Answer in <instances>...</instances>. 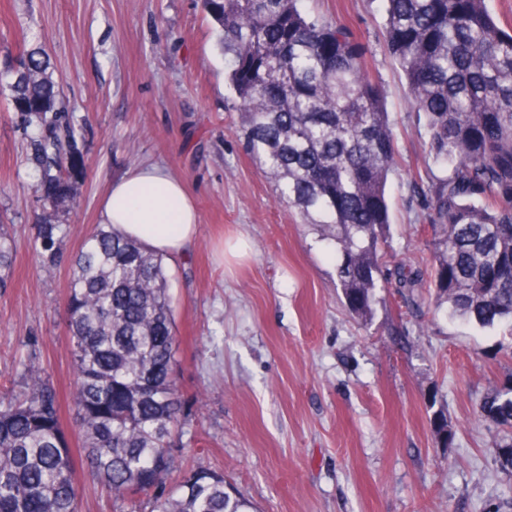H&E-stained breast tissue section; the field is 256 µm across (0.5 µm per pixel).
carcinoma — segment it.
I'll use <instances>...</instances> for the list:
<instances>
[{
	"mask_svg": "<svg viewBox=\"0 0 512 512\" xmlns=\"http://www.w3.org/2000/svg\"><path fill=\"white\" fill-rule=\"evenodd\" d=\"M300 0H203L218 27L224 78L241 116L243 145L280 200L319 228L331 248L350 315L367 323L375 291L390 285L399 316L446 310L481 328L512 332V26L486 0H381L384 43L425 120L438 173L428 206L430 274L387 267L386 186L397 148L384 87L370 75L359 34L301 10ZM40 48L22 52L11 109L21 114L45 201L73 205L82 167L74 129L57 104L61 83ZM68 225H38L35 252L48 274L69 263L66 300L81 465L113 498L152 497L151 512H254L226 491L224 474L194 470L169 481L182 447L185 399L174 376L179 348L163 257L97 227L68 257ZM13 245L0 221V291L11 287ZM16 387L0 391V512H78L76 461L50 373L35 352ZM478 416L505 431L497 463L512 474V378L495 382ZM431 429L455 430L441 410Z\"/></svg>",
	"mask_w": 512,
	"mask_h": 512,
	"instance_id": "1",
	"label": "carcinoma"
}]
</instances>
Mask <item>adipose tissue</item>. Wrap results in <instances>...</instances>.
<instances>
[{
    "label": "adipose tissue",
    "instance_id": "ef3b65f1",
    "mask_svg": "<svg viewBox=\"0 0 512 512\" xmlns=\"http://www.w3.org/2000/svg\"><path fill=\"white\" fill-rule=\"evenodd\" d=\"M104 223L164 255L185 253L198 217L182 181L167 168L143 165L115 182L103 202Z\"/></svg>",
    "mask_w": 512,
    "mask_h": 512
}]
</instances>
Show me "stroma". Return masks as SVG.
<instances>
[{
    "mask_svg": "<svg viewBox=\"0 0 512 512\" xmlns=\"http://www.w3.org/2000/svg\"><path fill=\"white\" fill-rule=\"evenodd\" d=\"M354 28L387 91L400 157L389 178L387 261L429 268L415 181L426 178L425 127L410 108L382 37L379 0H301ZM218 32L202 0H0V221L13 235L11 288L0 293V390L37 349L61 398L72 359L68 267L45 274L35 227L55 214L67 251L102 222L114 181L157 163L185 185L198 236L167 257L186 398L182 440L192 469L223 473L257 512H512V476L496 463V430L475 410L512 369V332L446 313L400 320L378 291L370 324L353 320L316 228L276 197L239 140ZM42 47L84 168L76 209L52 210L35 190L30 131L6 106L9 63ZM446 411L453 444L433 434ZM79 512H151L150 497L112 500L80 478Z\"/></svg>",
    "mask_w": 512,
    "mask_h": 512,
    "instance_id": "obj_1",
    "label": "stroma"
}]
</instances>
